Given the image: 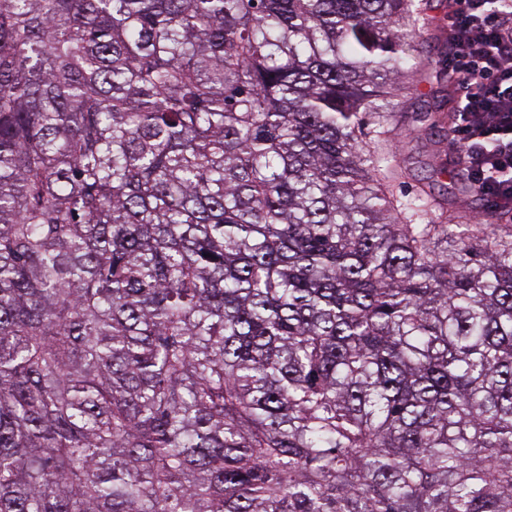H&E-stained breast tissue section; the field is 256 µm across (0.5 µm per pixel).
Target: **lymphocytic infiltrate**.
Here are the masks:
<instances>
[{"label": "lymphocytic infiltrate", "mask_w": 512, "mask_h": 512, "mask_svg": "<svg viewBox=\"0 0 512 512\" xmlns=\"http://www.w3.org/2000/svg\"><path fill=\"white\" fill-rule=\"evenodd\" d=\"M450 139L488 211H512V0H451Z\"/></svg>", "instance_id": "f902f5d3"}]
</instances>
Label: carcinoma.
<instances>
[{
    "mask_svg": "<svg viewBox=\"0 0 512 512\" xmlns=\"http://www.w3.org/2000/svg\"><path fill=\"white\" fill-rule=\"evenodd\" d=\"M435 0H0V512H512V225L397 194Z\"/></svg>",
    "mask_w": 512,
    "mask_h": 512,
    "instance_id": "1",
    "label": "carcinoma"
}]
</instances>
